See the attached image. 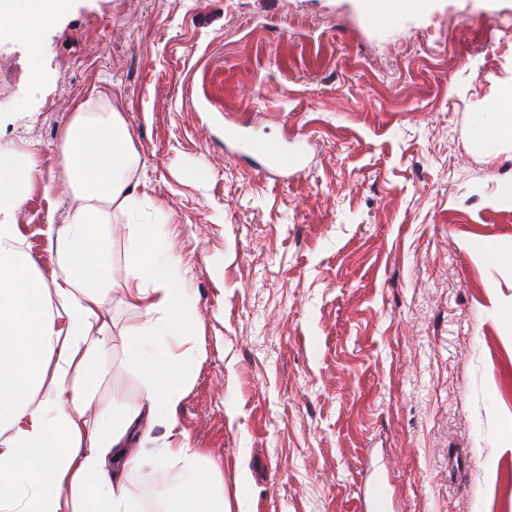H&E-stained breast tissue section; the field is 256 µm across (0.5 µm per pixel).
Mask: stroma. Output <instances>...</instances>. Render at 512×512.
<instances>
[{"mask_svg":"<svg viewBox=\"0 0 512 512\" xmlns=\"http://www.w3.org/2000/svg\"><path fill=\"white\" fill-rule=\"evenodd\" d=\"M34 52L33 82L0 39V143L36 159L15 221L37 271L69 207L61 133L102 90L145 196L112 214L111 278L129 285L128 231L154 224L196 301L191 388L155 446L223 462L232 512H365L378 482L392 512H512V266L473 252L512 244V145L478 138L512 91V0L378 25L362 0H73ZM229 126L301 171L260 173ZM106 310L96 398L119 408L144 394L126 361L141 317ZM182 481L128 476L141 508Z\"/></svg>","mask_w":512,"mask_h":512,"instance_id":"1","label":"stroma"}]
</instances>
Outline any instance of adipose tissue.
Returning <instances> with one entry per match:
<instances>
[{"label": "adipose tissue", "mask_w": 512, "mask_h": 512, "mask_svg": "<svg viewBox=\"0 0 512 512\" xmlns=\"http://www.w3.org/2000/svg\"><path fill=\"white\" fill-rule=\"evenodd\" d=\"M70 8V0H0V38L32 44ZM60 151L72 200L64 224L47 231L58 268L48 282L12 220L35 159L0 149V512H136L127 473L169 459L185 480L160 512H231L220 464L186 443L147 447L156 424H175L190 388L186 365L197 353L172 351V340L193 333V299L179 257L150 224L129 234L135 285L121 298L142 316L126 360L145 394L117 417L111 404H92L109 342L102 313L115 288L108 276L112 213L141 206L130 177L139 157L121 112L103 93L74 112Z\"/></svg>", "instance_id": "1"}]
</instances>
